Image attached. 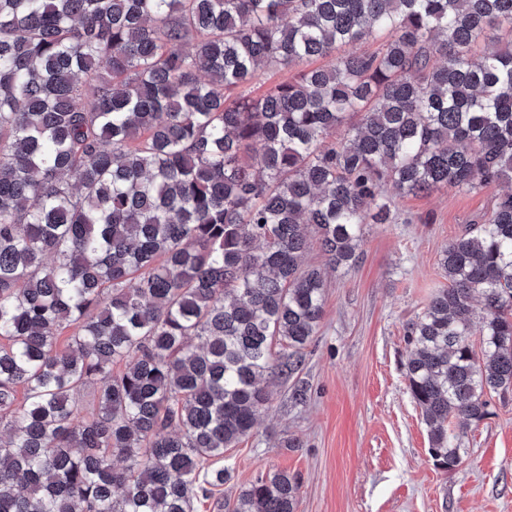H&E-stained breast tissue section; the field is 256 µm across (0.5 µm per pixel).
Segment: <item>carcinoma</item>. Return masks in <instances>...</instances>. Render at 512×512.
<instances>
[{
    "mask_svg": "<svg viewBox=\"0 0 512 512\" xmlns=\"http://www.w3.org/2000/svg\"><path fill=\"white\" fill-rule=\"evenodd\" d=\"M491 183L512 185V0H0V512H196L266 378L307 400L310 249L355 266L388 185ZM440 266L406 379L451 471L512 389L511 191ZM298 493L273 472L215 509Z\"/></svg>",
    "mask_w": 512,
    "mask_h": 512,
    "instance_id": "1",
    "label": "carcinoma"
}]
</instances>
